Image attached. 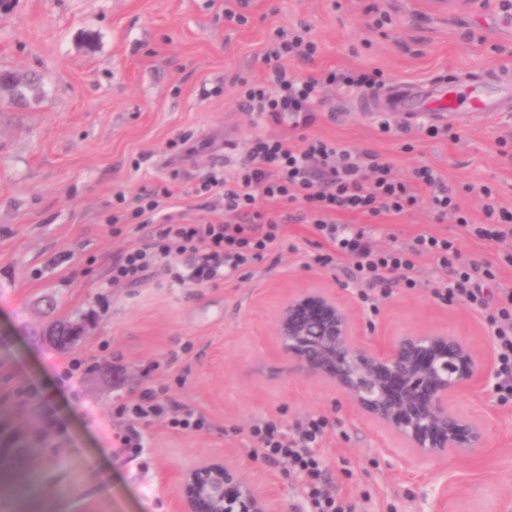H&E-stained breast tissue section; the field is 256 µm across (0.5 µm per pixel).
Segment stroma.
<instances>
[{"instance_id": "obj_1", "label": "stroma", "mask_w": 512, "mask_h": 512, "mask_svg": "<svg viewBox=\"0 0 512 512\" xmlns=\"http://www.w3.org/2000/svg\"><path fill=\"white\" fill-rule=\"evenodd\" d=\"M226 0H15L0 16V69L37 75L44 91L26 106L0 96V460L36 473L31 503L48 512H176L175 482L185 467L233 457L284 512H298L303 490L287 461L249 454L248 428L271 420L285 430L310 415L327 418L317 452L327 489L354 512H512V406L492 388L458 395L455 408L490 415L488 444L466 458L433 465L356 413L329 384L298 373L276 352L272 321L292 289L320 286L347 303L368 335L444 327L495 359L485 320L460 303L443 304L429 258L415 288L392 287L370 313L348 262L307 267L316 235L290 221L293 205L268 209L286 218L287 243L252 269L207 286L180 285L166 269L137 287L112 285L109 267L151 227L112 235L105 217L116 191L134 194L170 183L161 208L194 222L206 217L191 194L212 167L233 166L258 131L298 145L317 135L390 162L402 179L436 168L474 221L484 201L470 184L492 188L512 209V113L474 112L450 120L456 139L430 138L420 125L381 133V116L360 108L361 94L327 89L308 128L246 112L240 79L265 81L262 50L278 29L307 25L320 46L300 76L325 69L380 71L385 83L428 80L450 71H512V18L487 0L478 12H447L431 0H246V24L224 17ZM390 26L373 24L371 5ZM192 132L180 150L169 143ZM377 245H407L427 232L457 239L467 258L496 260L512 241L469 236L454 218L427 206L371 218ZM56 321H82L83 336L56 347ZM169 386L178 404L212 424L177 433L161 420L144 427L133 452L115 437L114 408L134 392Z\"/></svg>"}]
</instances>
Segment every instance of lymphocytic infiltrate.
I'll list each match as a JSON object with an SVG mask.
<instances>
[{"mask_svg":"<svg viewBox=\"0 0 512 512\" xmlns=\"http://www.w3.org/2000/svg\"><path fill=\"white\" fill-rule=\"evenodd\" d=\"M319 46L308 37L307 26L277 30L267 45L263 60L272 67L267 83L241 80L238 96L249 111L276 120L292 119L294 125H309L316 104L322 103L327 87L337 86L361 94L380 84L379 72L356 69H329L317 76L302 78L284 66L287 58L309 61ZM428 188V201L436 218L455 215L458 224L483 241L512 240V210L486 205L484 221L471 223L457 195L447 189L441 174L432 166H420L414 182L395 178L389 162L371 151L354 152L336 141L321 136L303 137L294 148L282 138L254 136L232 173L219 170L196 188L195 194L209 198L221 196L226 221H176L160 211L162 199L172 197L169 187L141 188L134 197L116 193L112 211L106 217L112 234H120L122 225L150 223L155 216L163 222L156 233L129 247L109 269L115 284L138 285L170 259L188 257L187 275L195 284L213 283L226 275L261 261L285 239L282 221L263 210L264 202L274 200L299 204L297 220L311 222L320 240L313 265L328 268L338 258L353 264V277L367 288L362 298L373 304L375 294H387L392 284L416 287L412 273L420 257H431L446 274L434 295L445 303L459 302L483 316L491 329L497 358V381L493 390L500 403L512 404V289H502L496 298H488L484 282L496 280L500 265L512 266V252L502 255L500 264L463 260L454 240L421 233L404 247H376L364 228L353 229L337 223L340 211L375 218L383 214H403L421 203L420 188ZM124 422L119 436L121 447L141 445L140 426L166 419L170 428L193 433L209 430L206 417L174 403L166 388H146L130 395L115 409ZM329 422L322 417L305 419L295 435L277 423L261 420L249 428L254 453L275 462L288 460L304 482L302 512H352L349 503L324 487L325 461L315 449Z\"/></svg>","mask_w":512,"mask_h":512,"instance_id":"f902f5d3","label":"lymphocytic infiltrate"}]
</instances>
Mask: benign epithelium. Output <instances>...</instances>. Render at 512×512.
<instances>
[{
  "label": "benign epithelium",
  "instance_id": "obj_1",
  "mask_svg": "<svg viewBox=\"0 0 512 512\" xmlns=\"http://www.w3.org/2000/svg\"><path fill=\"white\" fill-rule=\"evenodd\" d=\"M433 2L450 11L485 7V0ZM273 335L278 352L300 373L336 387L416 458L442 462L485 446L489 420L461 415L452 401L481 390L494 371L462 337L432 328L363 343L346 303L317 287L288 295L274 317ZM177 502L179 512H280L275 495L260 492L231 457L184 469Z\"/></svg>",
  "mask_w": 512,
  "mask_h": 512
}]
</instances>
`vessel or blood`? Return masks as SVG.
<instances>
[{"label": "vessel or blood", "mask_w": 512, "mask_h": 512, "mask_svg": "<svg viewBox=\"0 0 512 512\" xmlns=\"http://www.w3.org/2000/svg\"><path fill=\"white\" fill-rule=\"evenodd\" d=\"M372 109L413 123L421 113L512 112V74L484 71L466 76L451 72L425 83L380 89Z\"/></svg>", "instance_id": "obj_1"}]
</instances>
